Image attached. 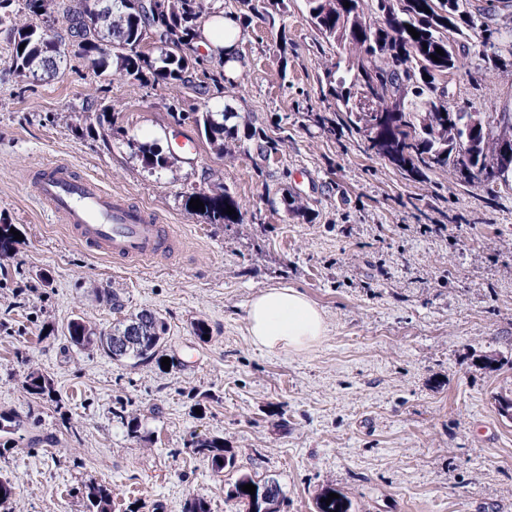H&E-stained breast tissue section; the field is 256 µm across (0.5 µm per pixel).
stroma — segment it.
Listing matches in <instances>:
<instances>
[{"instance_id":"1","label":"stroma","mask_w":512,"mask_h":512,"mask_svg":"<svg viewBox=\"0 0 512 512\" xmlns=\"http://www.w3.org/2000/svg\"><path fill=\"white\" fill-rule=\"evenodd\" d=\"M235 20L238 66L191 48L180 81H129L70 47L46 81L19 76L0 31V224L21 235L0 257V416L26 429L0 445V512H87L89 483L115 512H245L191 439L220 435L243 470L278 480L283 512H314L325 486L353 512H512V172L494 191L433 170L416 179L367 148L322 82L333 56L304 0H205ZM448 79L451 108L512 117V66L483 60L468 35ZM231 109L243 141L217 153L191 114ZM273 143L259 158L249 133ZM169 159L145 168L135 147ZM61 161L153 208L182 239L179 255L116 265L90 255L26 190ZM224 186L240 220L216 226L191 193ZM296 197L302 213L287 211ZM297 288L323 311L308 352L252 345L246 308L260 291ZM167 324L176 366L119 363L71 348L70 319L116 323L104 294ZM205 322L208 338L194 333ZM496 356L486 367L485 356ZM51 377L55 399L24 387ZM124 404L137 437L113 415Z\"/></svg>"}]
</instances>
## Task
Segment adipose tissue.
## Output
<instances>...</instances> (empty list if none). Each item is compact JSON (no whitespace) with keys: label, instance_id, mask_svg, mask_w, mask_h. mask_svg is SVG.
<instances>
[{"label":"adipose tissue","instance_id":"adipose-tissue-1","mask_svg":"<svg viewBox=\"0 0 512 512\" xmlns=\"http://www.w3.org/2000/svg\"><path fill=\"white\" fill-rule=\"evenodd\" d=\"M242 36L237 23L214 13L199 26L197 47L223 58L232 57ZM253 344L268 353L301 354L318 345L327 332L322 311L301 291L269 288L257 295L247 310Z\"/></svg>","mask_w":512,"mask_h":512}]
</instances>
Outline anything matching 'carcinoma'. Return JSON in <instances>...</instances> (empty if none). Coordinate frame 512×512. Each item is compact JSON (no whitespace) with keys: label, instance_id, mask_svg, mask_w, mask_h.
Masks as SVG:
<instances>
[{"label":"carcinoma","instance_id":"carcinoma-1","mask_svg":"<svg viewBox=\"0 0 512 512\" xmlns=\"http://www.w3.org/2000/svg\"><path fill=\"white\" fill-rule=\"evenodd\" d=\"M349 2L346 7L343 2ZM140 0H25L26 21L14 23L12 66L26 76L34 69L49 78L55 76L66 54L63 40H52L39 23L42 14L52 10L74 38L82 54L101 70L108 67L107 54L114 53L121 74L138 80L149 70L163 80H178L188 69L189 58L183 53L184 37L191 34L202 16L201 0H150L148 12L141 13ZM315 29L336 44V62L324 68V78L345 123L361 134L372 126L375 138L368 149L393 163L408 175L421 176L426 170L475 177V171L492 167L499 152L512 150V122H479L478 128L466 129L465 118L471 113L448 106V87L438 86L439 78L461 66L460 57L448 46V33L472 32L477 43L493 50L488 61L496 67H508L512 61L496 51L500 28L492 26L496 5L477 7L453 21L445 0H304ZM158 37L160 55L153 57L140 50L144 27ZM420 33L415 39L408 32ZM24 49H19V46ZM444 55L432 59L436 49ZM429 79H424V76ZM370 90L378 95L380 110L371 114L357 112L353 101ZM193 120L206 140L219 151L234 144L235 128L219 122L208 109L193 113ZM477 149L474 161H459L467 141ZM145 166L155 169L167 165V159L152 146H139ZM193 198L203 202V215L215 225L230 224L233 216L223 213L233 205L227 192L198 193ZM72 347L81 351L96 349L114 361L132 360L136 364L160 361L167 325L155 312L142 309L117 321L109 330L97 331L83 319L71 320L66 327ZM25 389L35 398L52 397L54 384L48 376L32 370L25 377ZM192 452L203 458L216 476L234 474L227 498L253 512V495L242 490L252 484L256 489L272 481L256 472L237 466L235 452L224 447V438L210 436L191 441ZM336 492L329 487L315 498V512H352V502L345 495L325 505L321 499ZM84 497L89 512H112V490L104 484L85 486Z\"/></svg>","mask_w":512,"mask_h":512}]
</instances>
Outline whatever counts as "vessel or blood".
Segmentation results:
<instances>
[{"label":"vessel or blood","instance_id":"1","mask_svg":"<svg viewBox=\"0 0 512 512\" xmlns=\"http://www.w3.org/2000/svg\"><path fill=\"white\" fill-rule=\"evenodd\" d=\"M34 198L68 235L93 253L131 265L162 258L180 248L173 227L130 198L104 190L67 163L34 169L27 178Z\"/></svg>","mask_w":512,"mask_h":512}]
</instances>
